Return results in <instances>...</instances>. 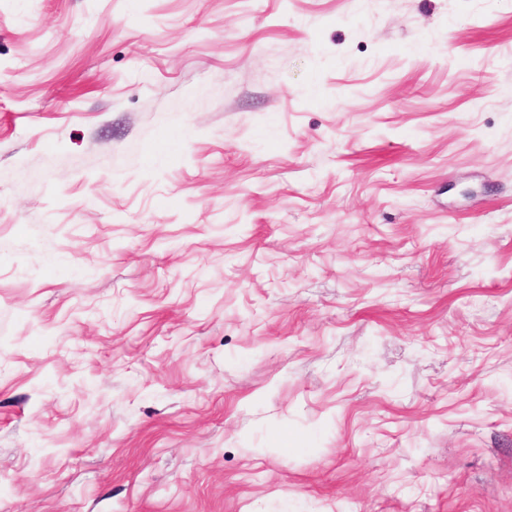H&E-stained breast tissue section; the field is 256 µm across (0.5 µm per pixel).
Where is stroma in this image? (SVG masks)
Masks as SVG:
<instances>
[{
	"label": "stroma",
	"instance_id": "35a3bbf8",
	"mask_svg": "<svg viewBox=\"0 0 512 512\" xmlns=\"http://www.w3.org/2000/svg\"><path fill=\"white\" fill-rule=\"evenodd\" d=\"M0 512H512V0H0Z\"/></svg>",
	"mask_w": 512,
	"mask_h": 512
}]
</instances>
